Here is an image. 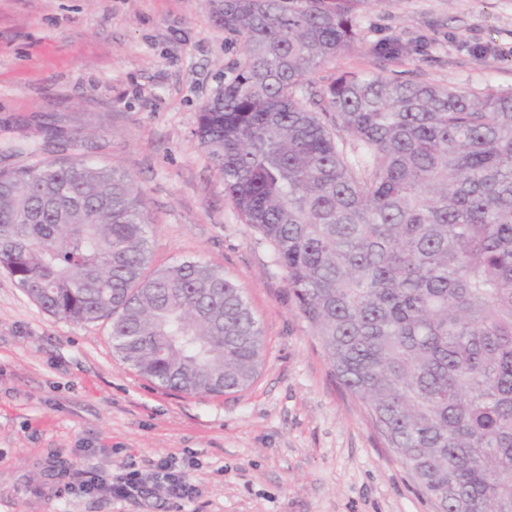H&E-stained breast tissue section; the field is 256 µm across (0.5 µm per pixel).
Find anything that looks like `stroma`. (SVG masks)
Listing matches in <instances>:
<instances>
[{
	"label": "stroma",
	"instance_id": "1",
	"mask_svg": "<svg viewBox=\"0 0 512 512\" xmlns=\"http://www.w3.org/2000/svg\"><path fill=\"white\" fill-rule=\"evenodd\" d=\"M356 15L361 42L309 75L302 102L346 72L512 89V0H361ZM241 57L208 0H0V167L24 163L46 123L94 128L104 148L88 158L143 192L152 268L222 269L265 345L244 391H163L113 351L109 322L50 316L0 272V512H437L334 376L195 135ZM164 460L192 499L80 488Z\"/></svg>",
	"mask_w": 512,
	"mask_h": 512
}]
</instances>
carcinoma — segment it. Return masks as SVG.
Masks as SVG:
<instances>
[{"instance_id":"1","label":"carcinoma","mask_w":512,"mask_h":512,"mask_svg":"<svg viewBox=\"0 0 512 512\" xmlns=\"http://www.w3.org/2000/svg\"><path fill=\"white\" fill-rule=\"evenodd\" d=\"M243 60L196 135L333 374L440 512H512V90L476 95L344 73L360 0H210ZM0 168V270L46 314L111 320L154 386L249 388L264 355L244 289L200 260L147 272L150 216L127 173L65 155Z\"/></svg>"}]
</instances>
